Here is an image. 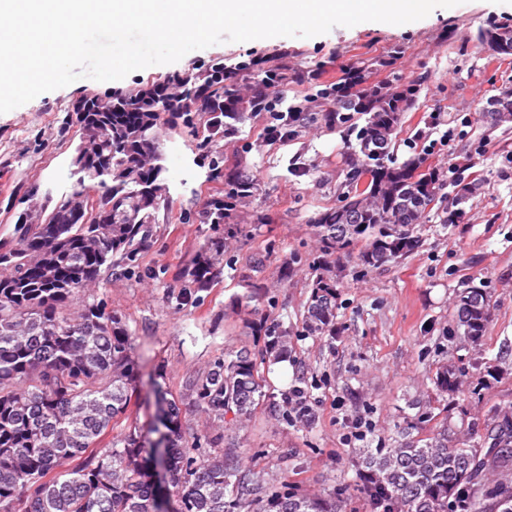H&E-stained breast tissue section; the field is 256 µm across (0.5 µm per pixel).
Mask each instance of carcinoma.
<instances>
[{
    "label": "carcinoma",
    "mask_w": 512,
    "mask_h": 512,
    "mask_svg": "<svg viewBox=\"0 0 512 512\" xmlns=\"http://www.w3.org/2000/svg\"><path fill=\"white\" fill-rule=\"evenodd\" d=\"M364 69L363 61L347 68L341 83L311 86L309 100L324 107L329 123L348 126L356 145L343 200L313 220L322 260L310 284L309 335H336L334 261L352 257L369 271L408 256L420 245L422 216L435 207L443 208L442 223H455L456 212L442 206L444 175L421 155L398 164L390 153L412 90L398 83L363 88ZM241 75L253 80L247 99L237 90ZM271 83L288 86L286 69L259 61L227 67L216 57L160 84L109 93L110 112L81 117L67 110L61 133L77 128V152L87 155L86 167L75 170L76 187L47 216L24 209L12 238L0 241V512H343L334 495L301 493L241 469L234 448L198 461L182 443V401L163 390L165 446L156 458L130 426L100 447L112 424L128 418L138 363L122 317L91 299L89 288L112 273L116 255L134 261L167 198L163 114L181 120L207 149L255 111ZM212 176L224 196L207 201L204 216L224 224L254 183L224 169L220 158ZM217 256L205 247L191 259V283L203 288L216 277ZM490 319L488 292L468 286L448 331L477 342ZM258 332L263 360L288 357V330L263 325ZM189 391L199 413L239 430L262 396L255 353L242 349L215 361ZM481 438L479 447L452 448L445 429L422 445L410 438L370 450L374 509L450 512L462 494L468 512H512V409L494 411ZM153 462L172 473L177 488L164 511Z\"/></svg>",
    "instance_id": "carcinoma-1"
}]
</instances>
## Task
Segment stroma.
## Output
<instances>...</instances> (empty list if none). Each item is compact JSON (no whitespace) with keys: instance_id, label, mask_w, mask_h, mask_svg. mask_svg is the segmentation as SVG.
Masks as SVG:
<instances>
[{"instance_id":"stroma-1","label":"stroma","mask_w":512,"mask_h":512,"mask_svg":"<svg viewBox=\"0 0 512 512\" xmlns=\"http://www.w3.org/2000/svg\"><path fill=\"white\" fill-rule=\"evenodd\" d=\"M503 25L512 28V0H463L404 25L363 22L309 38L222 42L115 84L82 78L0 114L3 239L22 209V187L39 184L56 200L72 192L79 135L61 134L60 124L82 94L158 81L217 56L232 66L248 53L288 69L287 90L266 92L282 108L302 109L288 138L264 139L268 117L255 112L213 144L225 164L255 179L253 196L238 202L229 223H204V204L220 195L222 184L211 179L195 137L172 127L165 142L168 200L131 266H115L93 290L132 338L139 373L129 420L142 430L147 449L159 439L151 429L159 386L183 401L186 442L213 433V421L188 403V384L216 359L259 349V323L292 335L288 375L259 364L266 396L248 426L224 441L235 444L243 468L272 483L308 494L341 490L348 512L369 507L364 446L344 445V419L368 413L376 439L394 440L408 427L424 441L444 430L449 445L467 447L487 414L512 407V121L487 114L489 99L512 88V55H494L478 39L480 30ZM361 61L369 64L365 86L405 75L415 80L417 93L392 145L396 161L425 155L431 167L454 169L456 178L479 189L457 223L447 226L440 212L427 213L423 245L406 258L368 272L352 260L337 261L336 333L305 336L320 255L313 220L336 204L348 171L346 129L327 124L321 106L308 102L310 80L339 81L347 65ZM482 141L486 151L475 155ZM216 241L224 244L218 276L181 301L185 268ZM468 286L491 295V321L476 345L448 330L456 296ZM443 367L462 380L461 388L437 390ZM315 379L312 420H283L284 394Z\"/></svg>"}]
</instances>
